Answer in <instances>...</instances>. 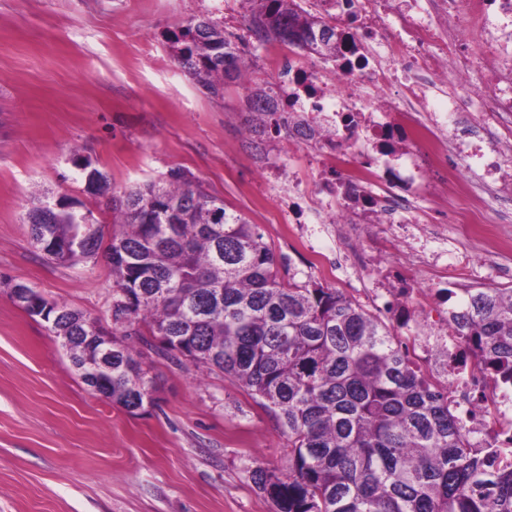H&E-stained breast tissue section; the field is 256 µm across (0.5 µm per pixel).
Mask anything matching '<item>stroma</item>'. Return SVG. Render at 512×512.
I'll return each instance as SVG.
<instances>
[{
  "label": "stroma",
  "instance_id": "obj_1",
  "mask_svg": "<svg viewBox=\"0 0 512 512\" xmlns=\"http://www.w3.org/2000/svg\"><path fill=\"white\" fill-rule=\"evenodd\" d=\"M195 0H0V512H273L248 470H283L288 441L232 378L142 349L154 402L132 414L76 374L59 341L18 308L23 282L111 326L105 259H42L22 216L37 193L92 210L104 238L114 215L74 178L90 157L117 188L173 168L258 225L282 279L309 278L361 298V279L322 276L316 251L279 222L244 132L246 90L216 98L178 66L166 31L198 14ZM449 288H507L512 213L458 187L448 191ZM480 254L462 264L460 251Z\"/></svg>",
  "mask_w": 512,
  "mask_h": 512
}]
</instances>
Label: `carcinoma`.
<instances>
[{
  "mask_svg": "<svg viewBox=\"0 0 512 512\" xmlns=\"http://www.w3.org/2000/svg\"><path fill=\"white\" fill-rule=\"evenodd\" d=\"M249 23L271 39L322 55L336 29L296 0H247ZM168 39L184 72L217 96L245 68L224 22L193 16ZM247 95V125L268 134L273 113ZM75 179L108 197L119 229L107 245L83 234L98 223L66 197L34 198L24 214L46 260L104 256L112 268V334L82 311L29 288L31 318L63 336L79 377L130 413L151 403L152 380L132 343L238 381L288 438V470H248L274 512H512V467L472 442L448 392L412 359L392 322L314 280L283 281L255 224L179 169L116 192L91 159ZM478 362L512 377V288L476 289L451 314Z\"/></svg>",
  "mask_w": 512,
  "mask_h": 512,
  "instance_id": "1",
  "label": "carcinoma"
}]
</instances>
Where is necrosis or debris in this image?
<instances>
[{"label": "necrosis or debris", "mask_w": 512, "mask_h": 512, "mask_svg": "<svg viewBox=\"0 0 512 512\" xmlns=\"http://www.w3.org/2000/svg\"><path fill=\"white\" fill-rule=\"evenodd\" d=\"M341 34L327 58H298L266 43L270 94L281 119L313 147V176L261 170L287 186L280 221L347 225L369 279L364 299L414 320L411 356L448 390L466 433L512 463V382L479 367L448 329L446 206L419 209V190L440 198L470 179L479 196L512 198V0H311ZM468 9L484 38L458 22ZM417 242L406 260L386 257L374 231Z\"/></svg>", "instance_id": "obj_1"}]
</instances>
